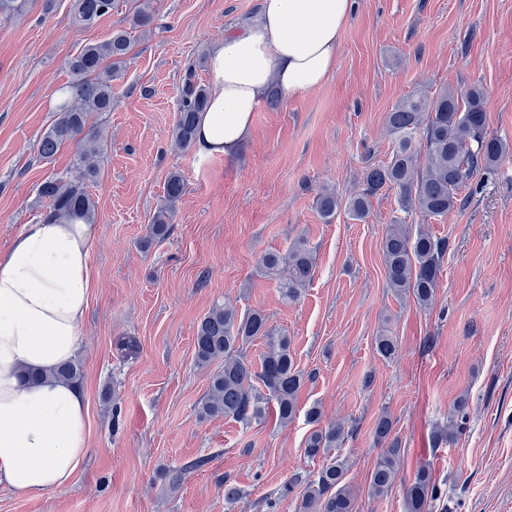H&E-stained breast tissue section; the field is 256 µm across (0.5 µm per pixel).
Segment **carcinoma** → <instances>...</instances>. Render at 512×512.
I'll return each instance as SVG.
<instances>
[{"label": "carcinoma", "mask_w": 512, "mask_h": 512, "mask_svg": "<svg viewBox=\"0 0 512 512\" xmlns=\"http://www.w3.org/2000/svg\"><path fill=\"white\" fill-rule=\"evenodd\" d=\"M114 3L115 0H75V24L83 28L94 25L112 12ZM155 20V11L146 2L133 14L131 27L145 33ZM129 49L128 32L121 30L104 41L84 45L67 59L71 80L64 86L66 97L38 144L43 159L53 157L67 143L76 147L70 173L52 177L39 186V198L47 201L54 212L94 220L95 202L86 191V184L99 177L104 150L100 137L86 130V126L91 114L112 111V81L120 75ZM207 98L206 88L195 81L193 71H187L171 133L175 148L188 151L195 144L198 114ZM486 113L484 93L477 89L463 97L446 89L432 97H408L386 117L394 140L389 161L365 168L362 190L357 194L344 198L323 191L316 196L317 211L325 221H333L342 209L351 219L362 221L373 197L385 188L397 190L403 215L387 225L383 237L386 282L396 296H411L423 308L434 303L448 242L421 228L412 231L409 218L448 216L463 206L460 194L469 181L477 173L492 169L503 157V144L487 135ZM185 189L182 173L170 172L164 184V202L152 217L150 235L141 242L142 248L170 234L174 208ZM261 266L267 275L278 280L281 297L295 302L313 278L315 259L306 240L298 238L284 253H266ZM257 339L264 341L266 350L260 357V371L255 372L243 347ZM194 350L201 366L220 362L210 375L207 392L199 404L200 418H231L247 426L272 412L281 424L294 420L304 375L295 364L290 340L263 311L253 310L241 316L228 305L214 304L197 325ZM398 350L393 336L383 334L375 340L376 354L385 361L394 359ZM53 376L79 386L82 365L73 360L57 368ZM468 408L467 397L457 399L448 416V426L435 434L436 442L454 441L466 423ZM307 419L315 429L306 437L305 457L324 455L344 439L342 426L332 422L320 425L319 407H311ZM392 430L391 417L380 415L374 430L380 452L369 480L373 497L388 493L397 476L400 448L398 440L391 438ZM207 462L200 458L166 469L161 478L169 489L175 490L190 470ZM346 472L347 460L334 456L316 478L304 480L297 475L288 480L281 496L300 485L301 512H356L353 491L345 482ZM441 501L436 481L428 471L421 470L405 489L404 512H431L438 506L447 512L448 507Z\"/></svg>", "instance_id": "1"}]
</instances>
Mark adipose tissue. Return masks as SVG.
<instances>
[{
    "label": "adipose tissue",
    "mask_w": 512,
    "mask_h": 512,
    "mask_svg": "<svg viewBox=\"0 0 512 512\" xmlns=\"http://www.w3.org/2000/svg\"><path fill=\"white\" fill-rule=\"evenodd\" d=\"M353 7L354 0H261L247 30L212 46L198 155L235 156L271 89L287 100L324 84ZM97 244L95 225L48 212L0 255V484L31 497L69 486L87 454L83 391L51 374L79 350ZM26 370L47 378L24 383Z\"/></svg>",
    "instance_id": "ef3b65f1"
}]
</instances>
